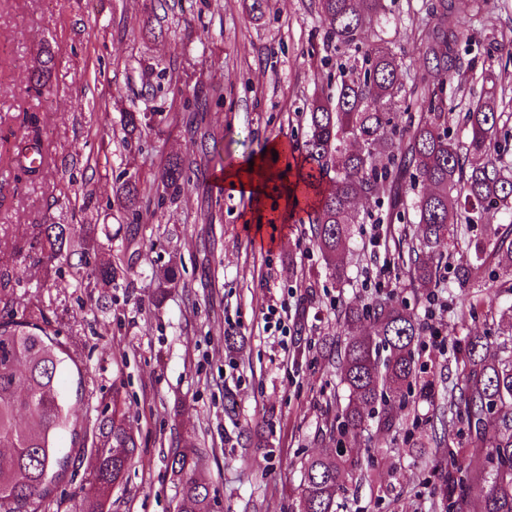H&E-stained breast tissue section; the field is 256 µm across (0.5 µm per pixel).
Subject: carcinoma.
Listing matches in <instances>:
<instances>
[{"label":"carcinoma","instance_id":"obj_1","mask_svg":"<svg viewBox=\"0 0 512 512\" xmlns=\"http://www.w3.org/2000/svg\"><path fill=\"white\" fill-rule=\"evenodd\" d=\"M328 36L361 53L363 72L341 75L336 93L317 97L304 115L305 140L301 153L291 146L287 167L300 168L296 177L295 221L308 223L318 249L336 280H346L344 249L353 228L371 215L359 209L362 200L386 197L393 207H410L417 217V244L398 242L396 267L408 268L415 290L428 295L440 285L441 265L459 255L455 279L463 305L477 310V288L512 291V278H485L489 260L512 254V224L489 229L485 242H473L474 225L491 213L512 217V163L500 154L499 127L505 99L502 74L512 63V50L500 74L488 71L482 80L490 87L472 86V67H463L459 43L468 37L466 20L455 0H428V27L422 37L419 76L405 79L402 57L387 42L367 43L363 34L374 21L389 14L387 0H318ZM54 53L44 48L34 61L38 89L46 85ZM212 97L197 95L188 104V128L196 129L210 111ZM409 112L408 123L397 129V113ZM465 134L460 144L448 136V120ZM124 128L131 134L150 125L146 112L128 111ZM192 164L168 161L161 182L177 195L190 182ZM333 170L330 185L324 177ZM428 191H416L417 184ZM142 190L136 180L117 189L126 206L139 207ZM50 256L78 257L76 281L110 280L121 268L120 257L92 266L86 259L90 241L71 235L56 224L40 225ZM159 292L176 287L174 265L152 272ZM347 339L336 373L348 391L342 408L340 436L365 428L370 411L377 426L390 430L398 422L395 403L416 380L413 344L423 325L414 312L390 299L366 309L347 306L337 313ZM374 334L362 330L365 321ZM74 352L57 340V330L44 315L19 319L0 317V512H36L34 505L52 499L55 488L73 464L71 448H61L58 435L79 432L69 414V398L57 385V374ZM460 371L450 389L448 410L439 422L443 436L436 447H447L440 466L445 477L442 501L447 512H512V354L506 344L485 336H468L459 349ZM25 417L20 422L19 417ZM97 466L87 481L78 512H108L112 487L138 457V447L126 415L112 401V414L98 426ZM467 447L483 455L485 468L471 472L458 461L451 446L461 434ZM354 449L338 448L331 457H312L302 466L300 512H336L347 481L358 468ZM179 480L178 512H209L210 484L203 473L200 448H176L169 459Z\"/></svg>","mask_w":512,"mask_h":512}]
</instances>
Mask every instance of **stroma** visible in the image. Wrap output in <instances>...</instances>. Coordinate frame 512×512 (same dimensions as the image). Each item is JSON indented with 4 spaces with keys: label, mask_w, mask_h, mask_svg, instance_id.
Returning <instances> with one entry per match:
<instances>
[{
    "label": "stroma",
    "mask_w": 512,
    "mask_h": 512,
    "mask_svg": "<svg viewBox=\"0 0 512 512\" xmlns=\"http://www.w3.org/2000/svg\"><path fill=\"white\" fill-rule=\"evenodd\" d=\"M388 5V22L373 30L416 78L424 0ZM457 5L469 25L463 59L497 64L512 39V0ZM148 23L162 36L146 35ZM45 46L55 65L39 95L30 70ZM354 57L328 40L316 0H271L258 21L242 0H0V278L8 282L0 316L44 314L74 350L77 364L63 368L61 384L84 445L38 512H75L95 465L97 423L116 395L139 457L113 487L109 512H177L168 466L176 447L203 449L210 512H298L302 465L335 454L331 426L347 397L323 349L341 333L337 309L380 295L426 316L406 274L371 261L412 228L414 214L383 205L374 222L356 225L340 284L308 225L274 220L277 190L259 206L216 191L210 178L270 140L301 147L302 112L314 95L334 92L338 68ZM203 94L219 100L202 126L218 142L214 156L186 129L188 102ZM135 107L154 120L128 140L121 114ZM33 145L45 160L30 169L19 157ZM172 157L199 173L175 198L157 181ZM131 177L149 191L133 241L126 226L139 214L115 193ZM40 224L89 234V262L121 254L129 264L112 282L80 286L69 261L47 260ZM171 263L180 282L156 299L151 272ZM442 276L441 308L429 319L447 345L419 337L417 381L403 393L396 427L371 423L349 439L363 466L337 512H443L440 469L426 448L441 433L456 345L474 333L502 342L504 326L462 310L452 272ZM274 298L292 316L281 341L263 329ZM259 427L268 447H248Z\"/></svg>",
    "instance_id": "obj_1"
}]
</instances>
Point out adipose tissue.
Here are the masks:
<instances>
[{
	"mask_svg": "<svg viewBox=\"0 0 512 512\" xmlns=\"http://www.w3.org/2000/svg\"><path fill=\"white\" fill-rule=\"evenodd\" d=\"M284 149V142L270 141L261 153L253 156L251 162L219 168L214 172L213 179L224 190L251 198L257 204L263 201L272 185L282 184L279 217L282 221H290L293 214V178L287 169L276 167L273 163L274 154L283 153Z\"/></svg>",
	"mask_w": 512,
	"mask_h": 512,
	"instance_id": "ef3b65f1",
	"label": "adipose tissue"
}]
</instances>
